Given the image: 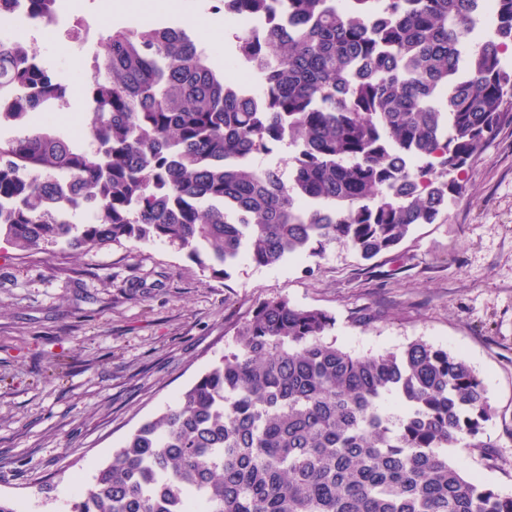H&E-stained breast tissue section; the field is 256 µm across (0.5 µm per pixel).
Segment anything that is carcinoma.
<instances>
[{
  "label": "carcinoma",
  "instance_id": "obj_1",
  "mask_svg": "<svg viewBox=\"0 0 512 512\" xmlns=\"http://www.w3.org/2000/svg\"><path fill=\"white\" fill-rule=\"evenodd\" d=\"M38 23L59 0H27ZM224 15L288 14L236 32L258 90L241 96L186 27L135 20L106 37L82 90L90 148L35 111L70 86L0 38V241L91 251L160 241L202 271L274 267L339 241L370 260L459 196L463 168L512 125V0L473 46L476 0H219ZM30 87L27 97L16 96ZM298 150L288 179L255 158ZM87 224L48 209L59 179ZM335 318L260 299L235 350L113 451L71 512H512V496L448 458L490 455L495 412L460 357L422 340L356 355Z\"/></svg>",
  "mask_w": 512,
  "mask_h": 512
}]
</instances>
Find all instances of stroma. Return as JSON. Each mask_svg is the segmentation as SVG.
I'll return each mask as SVG.
<instances>
[{"instance_id": "stroma-1", "label": "stroma", "mask_w": 512, "mask_h": 512, "mask_svg": "<svg viewBox=\"0 0 512 512\" xmlns=\"http://www.w3.org/2000/svg\"><path fill=\"white\" fill-rule=\"evenodd\" d=\"M62 2L41 57L78 83L141 0ZM167 18L191 20L209 65L233 80V28L215 0H175ZM462 178L464 194L438 221L369 261L336 242L319 258L241 263L215 278L158 241L52 255L0 243V496L20 512H70L63 489L89 484L132 431L232 349V324L260 297L331 313V340L356 354L421 339L463 358L496 411L486 427L494 447L484 458L461 443L448 456L512 495V126Z\"/></svg>"}]
</instances>
